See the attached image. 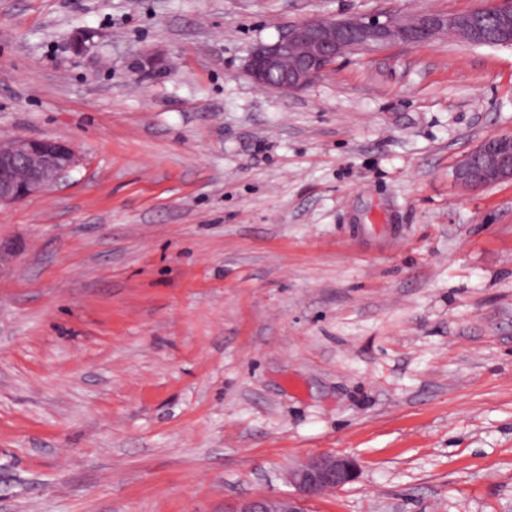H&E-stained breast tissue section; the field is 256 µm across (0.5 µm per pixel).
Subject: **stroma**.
<instances>
[{"instance_id": "35a3bbf8", "label": "stroma", "mask_w": 512, "mask_h": 512, "mask_svg": "<svg viewBox=\"0 0 512 512\" xmlns=\"http://www.w3.org/2000/svg\"><path fill=\"white\" fill-rule=\"evenodd\" d=\"M485 0H0V138L72 143L0 207V512H512V49L247 58L314 16ZM90 39L81 55L72 40ZM454 176L468 190L512 181V133L492 135L481 141L458 161ZM355 478L356 465L349 458L336 454L317 455L288 470V483L295 488V494L247 499L227 512H305L307 498L341 489Z\"/></svg>"}]
</instances>
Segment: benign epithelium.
Segmentation results:
<instances>
[{"label": "benign epithelium", "instance_id": "1", "mask_svg": "<svg viewBox=\"0 0 512 512\" xmlns=\"http://www.w3.org/2000/svg\"><path fill=\"white\" fill-rule=\"evenodd\" d=\"M487 18L473 11H425L408 18L384 12L374 17L312 18L288 26L273 43L255 45L247 72L261 88L290 92L317 79L339 56L395 45L432 44L460 25L482 29ZM78 164L76 149L52 138H16L0 142V206L47 191ZM457 183L477 190L512 181V133L492 135L463 155L455 166ZM355 463L336 454L309 458L288 470L296 493L239 502L228 512H305L306 499L354 481Z\"/></svg>", "mask_w": 512, "mask_h": 512}]
</instances>
